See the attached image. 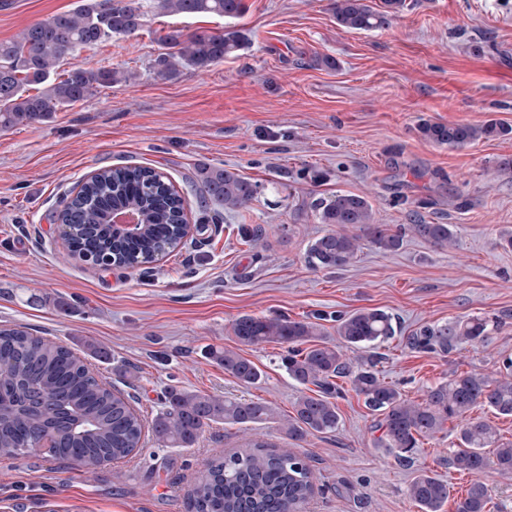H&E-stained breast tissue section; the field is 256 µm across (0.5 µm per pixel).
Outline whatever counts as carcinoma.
Instances as JSON below:
<instances>
[{
  "instance_id": "obj_1",
  "label": "carcinoma",
  "mask_w": 512,
  "mask_h": 512,
  "mask_svg": "<svg viewBox=\"0 0 512 512\" xmlns=\"http://www.w3.org/2000/svg\"><path fill=\"white\" fill-rule=\"evenodd\" d=\"M163 13L211 14L236 19L243 0H155ZM406 0H383L377 11L367 0H332L336 23L347 31H370L386 25L401 12ZM141 0H78L66 12L37 21L13 39L0 41V129L48 120L63 106L88 103L99 90L124 79L105 67L73 68L57 74L60 63L75 49L92 48L127 35L141 26ZM165 48L155 60L157 74L173 79L184 69L204 72L224 58L237 54L249 42L248 35L228 26L216 32L184 35L171 31L159 37ZM37 93L32 94L30 90ZM421 137L439 147L463 148L480 139L512 134V127L496 122L481 126L424 121ZM194 186L201 198L226 211L246 208L257 196L259 185L225 168L202 166ZM142 209L144 231L134 239L114 237L105 222L113 211ZM322 224L336 229L309 244L306 259L315 269H343L357 258L362 240L385 252H395L407 235L437 247L454 242L449 224L416 220L391 229L375 223L370 201L353 193L336 192L311 202ZM56 220L71 229L72 256L94 266H133L183 244L185 199L160 171L148 166L101 168L71 196ZM240 346L275 343L286 346L282 367L301 386L294 415L283 424L286 435L302 440L310 434L336 432L340 417L335 398L337 380H347L364 406L376 416L380 436L374 444L404 464L410 463L421 439L440 432L450 421L458 422V447L448 452V467L478 476L492 465L498 474L512 476V443L502 442L488 421L473 417L477 406L501 416H512V359L506 374L491 380L481 373L453 376L427 391L416 403L380 377V356L355 362L349 354L375 346L396 335L392 316L380 309H361L336 319L334 343L325 340L324 326L311 320L258 317L244 314L232 324ZM488 323L480 318L458 319L444 325L424 326L407 337L418 351L448 354L462 343L483 341ZM224 371L241 383L255 385L263 371L232 349L211 351ZM0 390L12 394L29 386L46 395L60 394L75 415L76 427L35 411L16 412L0 404V459L18 460L22 449L32 448L49 437L51 456L70 459L75 465L94 469L104 462L124 459L141 445L144 423L127 402L101 384L72 352L56 342L33 336L25 328L0 329ZM275 419L271 405L251 399H226L186 389L168 392L165 406L153 420L159 445L191 448L204 427L224 422L249 427ZM314 489L310 458L279 451L252 441L230 454L216 456L198 471L188 492L190 512H301ZM407 496L420 512H442L448 502V483L422 471L407 487ZM491 494L480 480L455 502V512H490Z\"/></svg>"
}]
</instances>
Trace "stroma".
<instances>
[{"label":"stroma","mask_w":512,"mask_h":512,"mask_svg":"<svg viewBox=\"0 0 512 512\" xmlns=\"http://www.w3.org/2000/svg\"><path fill=\"white\" fill-rule=\"evenodd\" d=\"M77 0H0V40L74 8ZM390 24L346 31L330 0H244L237 27L249 35L238 55L208 71L157 75L160 31L224 29L215 15L159 12L143 0L141 27L79 48L63 69L109 67L129 81L52 119L0 131V326L69 348L97 379L134 395L151 424L169 388L260 400L275 420L243 430L214 423L190 448H165L152 434L132 456L86 470L44 452L0 460V512H185L197 471L213 456L259 439L310 458L315 492L304 512H419L407 485L421 470L447 480L449 503L473 477L448 467L458 428L448 423L399 464L375 447V418L344 386L337 431L289 439L281 425L302 388L281 366L284 346L239 348L264 373L246 385L211 350L237 348L243 314L321 319L376 308L398 336L380 343L386 382L419 402L453 373L498 377L512 358V134L451 150L418 126H512V0H406ZM335 67L322 65V57ZM238 170L259 185L248 208L200 204L190 184L200 164ZM163 172L185 196L192 230L182 247L136 270L90 266L70 257L54 216L66 194L106 166ZM367 197L377 223L414 214L453 227L437 248L406 238L395 252L364 244L341 270L306 262L326 232L312 199L336 191ZM479 317L486 341L450 354L411 349L424 325Z\"/></svg>","instance_id":"stroma-1"}]
</instances>
